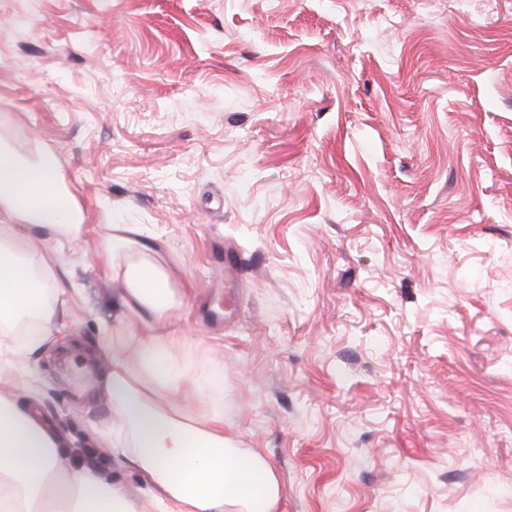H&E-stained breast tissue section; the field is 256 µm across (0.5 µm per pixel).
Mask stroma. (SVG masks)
<instances>
[{
  "mask_svg": "<svg viewBox=\"0 0 512 512\" xmlns=\"http://www.w3.org/2000/svg\"><path fill=\"white\" fill-rule=\"evenodd\" d=\"M0 137L94 226L65 336L0 355L70 466L145 490L96 249L140 224L281 512H512V0H0Z\"/></svg>",
  "mask_w": 512,
  "mask_h": 512,
  "instance_id": "stroma-1",
  "label": "stroma"
}]
</instances>
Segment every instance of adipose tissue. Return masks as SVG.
Here are the masks:
<instances>
[{"instance_id": "obj_1", "label": "adipose tissue", "mask_w": 512, "mask_h": 512, "mask_svg": "<svg viewBox=\"0 0 512 512\" xmlns=\"http://www.w3.org/2000/svg\"><path fill=\"white\" fill-rule=\"evenodd\" d=\"M90 232L55 154L27 158L0 140V335L18 337L24 355L48 348L62 329L67 288L47 256ZM101 247L121 307L142 324L136 360L113 347L100 385L116 449L146 490L135 498L93 469L69 467L56 431L0 370V512H278L267 461L235 448L223 409L198 410L189 399V386L217 385L221 373L183 354L186 337L163 334L180 303L154 244L139 225L115 224Z\"/></svg>"}]
</instances>
